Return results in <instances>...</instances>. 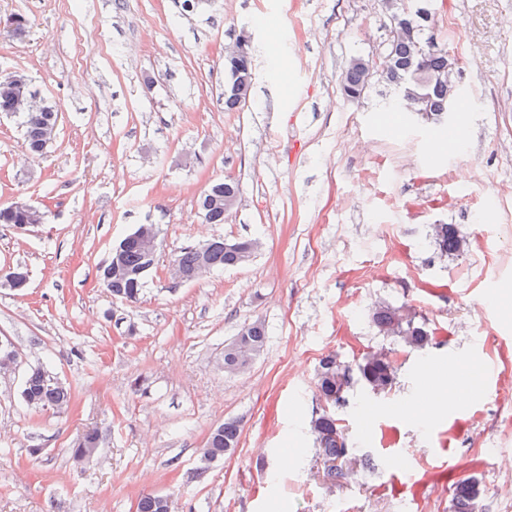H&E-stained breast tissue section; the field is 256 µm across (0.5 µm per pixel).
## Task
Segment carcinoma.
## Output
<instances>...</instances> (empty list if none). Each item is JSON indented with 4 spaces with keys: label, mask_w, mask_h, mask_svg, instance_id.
Segmentation results:
<instances>
[{
    "label": "carcinoma",
    "mask_w": 512,
    "mask_h": 512,
    "mask_svg": "<svg viewBox=\"0 0 512 512\" xmlns=\"http://www.w3.org/2000/svg\"><path fill=\"white\" fill-rule=\"evenodd\" d=\"M430 2L431 0H383L388 13L391 37L387 43L388 65L380 72V78L395 91L397 103L400 104L408 98L424 109L426 118L438 121L448 110V81L441 79V75L448 73V54L425 37V31L429 27L427 21L412 19L422 6ZM224 80L231 85V92L224 96V110H242L250 99L254 84L251 50L224 57ZM371 80L368 60L362 55H355L349 59L340 76V93L350 102H359L367 96ZM10 84L12 75L0 76V112L20 117L25 130V149L32 156L38 157L52 141L50 137H42L41 130L57 127L58 111L49 104L44 112H16L20 91L4 90V86ZM230 193H240L238 183L232 178L216 180L203 191L199 208L208 223H224L222 201L224 195ZM45 220L46 214L42 211L31 213L9 205L0 206V224H7L18 231H24L34 224H43ZM432 235L436 249L441 253H457L465 248L466 241L452 224L433 225ZM197 259L196 246L189 245L179 251L173 263L191 269ZM123 264L124 274L111 277L104 268L101 280L104 288L113 296L136 303L149 276V272L144 270L146 261L143 253L138 247L129 246L124 253ZM210 264L214 270L234 267L236 255L216 248L211 252ZM371 319L380 333L398 338L410 349H424L432 341V333L425 323L408 314V310L402 306L381 302L372 312ZM243 337L255 351V356L258 357L264 352L266 329L262 321L257 319L245 324ZM354 376L368 392L382 394L392 389L396 370L393 362L379 352L364 355L356 365L353 375L332 355L321 360L316 386L331 410H324L313 418L311 429L324 462H341L334 472L340 478L353 474L354 470L350 466L343 467V463L351 461V449L347 446L333 408L345 403V392ZM21 396L31 407H50L59 413L66 412L71 401L68 389L53 381L40 366L33 367L26 373ZM240 434L238 420H225L211 432L202 455L224 457L237 447ZM102 441V435L94 430L84 433L77 447L72 449V458L76 459L91 451L97 452ZM479 495V482L476 478L468 477L459 481L453 494L454 512H478ZM136 512H171V503L161 495L144 494L137 502Z\"/></svg>",
    "instance_id": "carcinoma-1"
}]
</instances>
